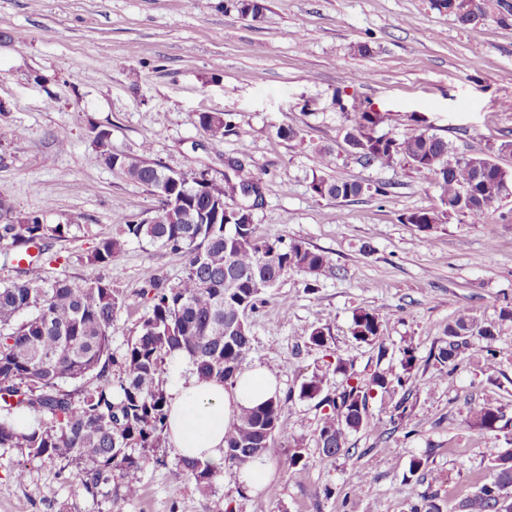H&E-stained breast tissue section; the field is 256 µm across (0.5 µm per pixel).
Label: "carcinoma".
Here are the masks:
<instances>
[{"label":"carcinoma","mask_w":512,"mask_h":512,"mask_svg":"<svg viewBox=\"0 0 512 512\" xmlns=\"http://www.w3.org/2000/svg\"><path fill=\"white\" fill-rule=\"evenodd\" d=\"M457 21L472 29L487 14V0H458ZM200 124L218 144L227 122L222 113H203ZM382 118L376 112L354 115L350 145L363 163L390 164L403 156L422 178L435 180L441 209H422L406 217L409 224L427 231L453 214L473 221L486 220L512 189V172L485 156L453 158L441 137L429 132L426 120L415 119L418 130L402 140L377 134ZM105 163L120 170L159 198L160 208L148 220L121 224L116 235L100 241L88 255L92 264L107 266L131 240H147L186 258L177 283L166 287L150 283L147 313L136 335L127 340L123 354L112 353V323L121 300L108 281L77 285L66 279L49 280L44 265L52 240L70 225L44 224L31 214L16 217L0 203V244L3 267L19 277L0 285V406L7 417L0 421V448H23L32 458L84 459L87 465L73 475L76 484L96 496L110 482L125 500L137 497L141 476L150 464L163 460L147 455L168 439V403L164 386L172 351L183 352L197 374L226 386L237 382L251 349L249 313L291 271L316 276L330 267L322 252L303 242L265 240L255 234L252 211L262 205L261 179L243 174V166L229 161L233 176L224 183L192 179L180 187L182 205L170 207L158 189L168 169L146 155L104 152ZM311 191L320 197L354 198L367 188L355 181L313 178ZM242 196L250 200L240 210V223H224V200ZM236 309L238 331L224 338V312ZM386 317L375 310L354 313L353 336L368 344L380 342ZM485 341L477 363L490 370L496 351L492 346L496 325L470 309L458 311L445 339L434 354L439 382L454 372L457 358L470 345V337ZM415 355L402 349L401 374L391 378L375 370L364 378L350 373L352 365L338 360L334 372L345 377L342 390L326 392L322 375L315 373L300 387L299 397L326 409L316 436V447L332 459L346 448L348 435L369 421V400L375 395L390 400L391 422L407 417ZM285 401L279 397L243 411L224 437V463L217 467L199 459H181L180 465L206 491L224 469L237 471L257 458L276 459L283 448L276 440ZM31 413L35 423L20 427L16 417ZM472 427L504 436L512 435V416L495 399L487 398L469 410ZM512 489V448L495 456L491 472L478 490L462 504L463 512H512L507 504Z\"/></svg>","instance_id":"1"}]
</instances>
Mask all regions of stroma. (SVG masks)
<instances>
[{"label": "stroma", "instance_id": "35a3bbf8", "mask_svg": "<svg viewBox=\"0 0 512 512\" xmlns=\"http://www.w3.org/2000/svg\"><path fill=\"white\" fill-rule=\"evenodd\" d=\"M260 18L238 0H0V198L14 215L66 224L54 240L49 279L111 282L123 303L112 324L121 354L149 303L156 278L182 277V255L133 241L108 266L86 256L118 225L151 217L160 201L106 165L102 152L147 154L160 165L223 182L227 159L262 179L264 203L253 212L257 236L297 239L325 253L318 277L284 276L250 315L247 368L263 366L286 397L276 438L305 444L303 466L271 460L266 481L240 491L230 474L201 491L178 464L148 465L142 492L117 499L73 482L77 462L29 458L0 448V512H410L421 498L459 512L489 475L504 438L470 427L471 405L492 397L512 413V195L499 216L476 223L455 214L427 232L406 216L439 204L435 182L405 158L363 164L347 142L355 113L377 112V128L413 134L416 118L454 155H483L512 171V15L489 0L490 19L462 26L435 0H261ZM364 44L361 55L356 45ZM228 114L222 143L201 127V113ZM109 130L106 148L91 128ZM297 130L293 139L278 136ZM331 150L332 178L358 181L367 193L348 200L310 190L316 149ZM386 185V195L374 188ZM495 322L497 370L485 374L474 349L442 382L429 380L432 354L459 309ZM385 313L381 346L356 341L355 311ZM328 343L309 345L313 328ZM416 357L410 415L392 424L381 399L369 426L348 437L349 452L322 456L314 441L321 412L300 399L301 384L321 373L340 389L337 359L355 375L401 371L403 348ZM423 459L410 473L414 459ZM25 481H16L17 467Z\"/></svg>", "mask_w": 512, "mask_h": 512}]
</instances>
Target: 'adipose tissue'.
Masks as SVG:
<instances>
[{
    "label": "adipose tissue",
    "mask_w": 512,
    "mask_h": 512,
    "mask_svg": "<svg viewBox=\"0 0 512 512\" xmlns=\"http://www.w3.org/2000/svg\"><path fill=\"white\" fill-rule=\"evenodd\" d=\"M274 375L263 366L248 370L231 386L188 373L167 391L168 439L179 456L215 464L224 459V434L243 410L277 395Z\"/></svg>",
    "instance_id": "adipose-tissue-1"
}]
</instances>
